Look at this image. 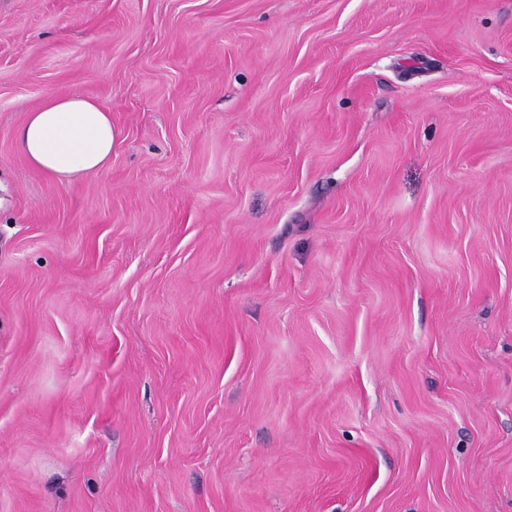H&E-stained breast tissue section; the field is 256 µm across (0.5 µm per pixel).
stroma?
<instances>
[{"mask_svg": "<svg viewBox=\"0 0 512 512\" xmlns=\"http://www.w3.org/2000/svg\"><path fill=\"white\" fill-rule=\"evenodd\" d=\"M0 512H512V0H0ZM114 141L111 113L78 94L47 96L18 131V148L29 163L67 183L102 171Z\"/></svg>", "mask_w": 512, "mask_h": 512, "instance_id": "obj_1", "label": "stroma"}]
</instances>
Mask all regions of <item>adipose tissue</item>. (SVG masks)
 I'll return each mask as SVG.
<instances>
[{"label":"adipose tissue","instance_id":"1","mask_svg":"<svg viewBox=\"0 0 512 512\" xmlns=\"http://www.w3.org/2000/svg\"><path fill=\"white\" fill-rule=\"evenodd\" d=\"M114 141L111 113L78 94L47 96L18 131V148L29 163L67 183L102 171Z\"/></svg>","mask_w":512,"mask_h":512}]
</instances>
